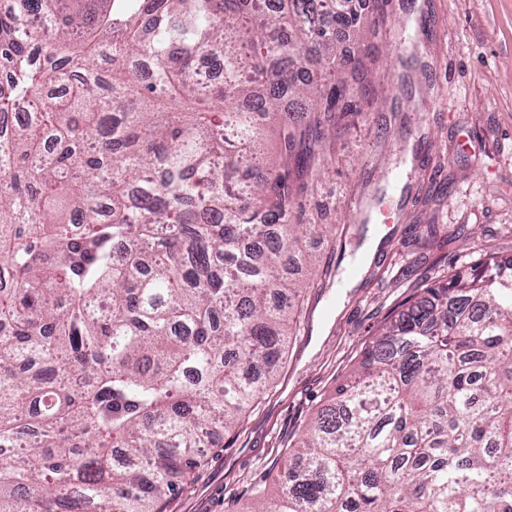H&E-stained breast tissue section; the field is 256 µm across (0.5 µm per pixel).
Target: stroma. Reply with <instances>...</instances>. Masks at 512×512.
I'll list each match as a JSON object with an SVG mask.
<instances>
[{
    "instance_id": "obj_1",
    "label": "stroma",
    "mask_w": 512,
    "mask_h": 512,
    "mask_svg": "<svg viewBox=\"0 0 512 512\" xmlns=\"http://www.w3.org/2000/svg\"><path fill=\"white\" fill-rule=\"evenodd\" d=\"M362 15L368 30L336 59L354 113L298 216L334 238L306 243L319 271H293L308 288L277 380L211 435L161 512H246L256 488L276 492L289 450L380 324L449 266L512 255V0H381Z\"/></svg>"
}]
</instances>
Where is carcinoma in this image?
<instances>
[{
	"instance_id": "cac0c4a2",
	"label": "carcinoma",
	"mask_w": 512,
	"mask_h": 512,
	"mask_svg": "<svg viewBox=\"0 0 512 512\" xmlns=\"http://www.w3.org/2000/svg\"><path fill=\"white\" fill-rule=\"evenodd\" d=\"M336 0L0 3V512H160L277 376ZM209 57L217 85L200 80ZM283 167L257 159L285 93ZM252 512H512V256L385 322Z\"/></svg>"
}]
</instances>
